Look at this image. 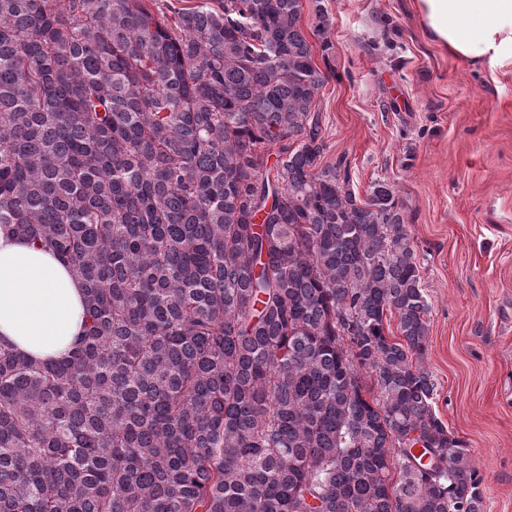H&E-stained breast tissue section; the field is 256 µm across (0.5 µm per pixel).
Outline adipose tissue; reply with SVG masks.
Returning a JSON list of instances; mask_svg holds the SVG:
<instances>
[{
  "instance_id": "obj_1",
  "label": "adipose tissue",
  "mask_w": 512,
  "mask_h": 512,
  "mask_svg": "<svg viewBox=\"0 0 512 512\" xmlns=\"http://www.w3.org/2000/svg\"><path fill=\"white\" fill-rule=\"evenodd\" d=\"M435 39L473 62L512 67V0H416ZM83 285L32 241L0 232V343L27 357L68 355L84 320Z\"/></svg>"
}]
</instances>
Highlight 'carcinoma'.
I'll return each mask as SVG.
<instances>
[{
	"label": "carcinoma",
	"instance_id": "carcinoma-1",
	"mask_svg": "<svg viewBox=\"0 0 512 512\" xmlns=\"http://www.w3.org/2000/svg\"><path fill=\"white\" fill-rule=\"evenodd\" d=\"M302 10L0 0V230L85 307L65 359L0 344V512H482L398 198L321 164Z\"/></svg>",
	"mask_w": 512,
	"mask_h": 512
}]
</instances>
